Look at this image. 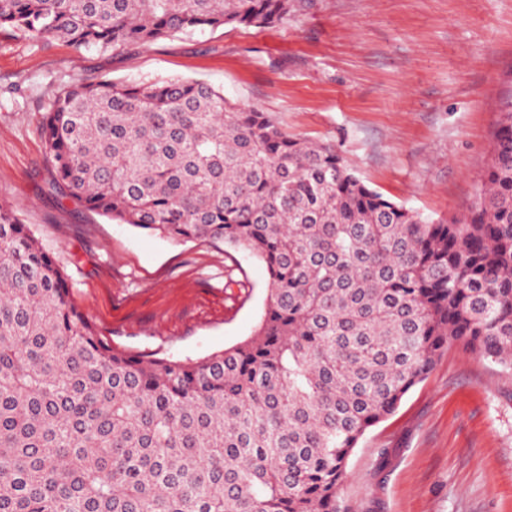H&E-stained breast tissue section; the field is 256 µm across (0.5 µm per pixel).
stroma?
I'll use <instances>...</instances> for the list:
<instances>
[{"label": "stroma", "instance_id": "1", "mask_svg": "<svg viewBox=\"0 0 512 512\" xmlns=\"http://www.w3.org/2000/svg\"><path fill=\"white\" fill-rule=\"evenodd\" d=\"M188 78L298 138L336 145L371 188L460 217L512 100V0H301L287 23L73 51L0 30V203L65 271L109 346L198 360L252 336L268 273L223 242L171 241L50 190L38 128L73 79ZM350 512H512V371L459 346L348 459Z\"/></svg>", "mask_w": 512, "mask_h": 512}]
</instances>
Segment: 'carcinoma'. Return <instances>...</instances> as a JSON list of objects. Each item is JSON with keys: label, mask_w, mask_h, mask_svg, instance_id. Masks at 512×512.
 <instances>
[{"label": "carcinoma", "mask_w": 512, "mask_h": 512, "mask_svg": "<svg viewBox=\"0 0 512 512\" xmlns=\"http://www.w3.org/2000/svg\"><path fill=\"white\" fill-rule=\"evenodd\" d=\"M294 0H0L75 51L288 20ZM50 186L112 221L264 263L254 334L200 360L106 345L0 204V512H343L348 458L457 345L512 370V110L450 222L335 145L184 78L68 84L39 116Z\"/></svg>", "instance_id": "1"}]
</instances>
